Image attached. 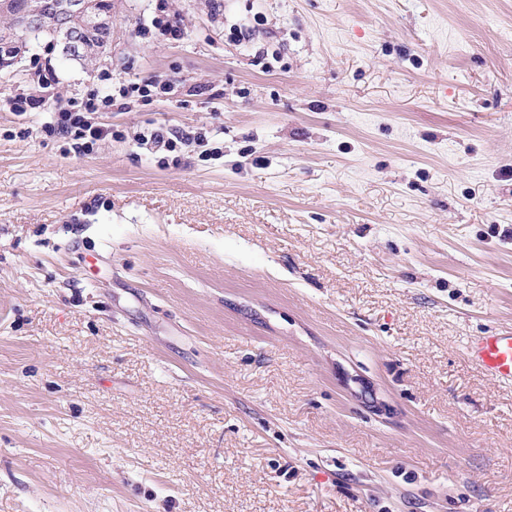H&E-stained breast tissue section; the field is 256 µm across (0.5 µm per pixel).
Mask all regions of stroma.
Wrapping results in <instances>:
<instances>
[{
    "mask_svg": "<svg viewBox=\"0 0 512 512\" xmlns=\"http://www.w3.org/2000/svg\"><path fill=\"white\" fill-rule=\"evenodd\" d=\"M169 3L0 67L173 87L86 156L0 110V512H512V0ZM150 25L153 29L158 30L167 40L179 41L183 39L185 34V30L178 21V18L169 13L166 0H159L155 4L154 16L150 20ZM151 27L145 24L140 28V32L146 35L151 32ZM137 142L139 147L145 149L147 153L156 155L177 151L183 144V138L176 130L160 124L148 131L147 134H140L137 137ZM469 357L489 378L499 383H512V329L475 336L469 343Z\"/></svg>",
    "mask_w": 512,
    "mask_h": 512,
    "instance_id": "stroma-1",
    "label": "stroma"
}]
</instances>
